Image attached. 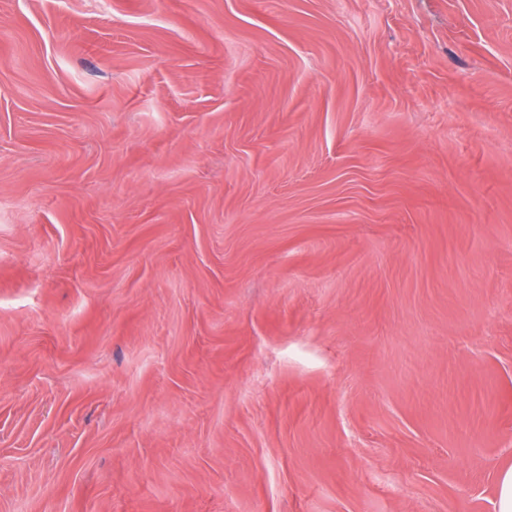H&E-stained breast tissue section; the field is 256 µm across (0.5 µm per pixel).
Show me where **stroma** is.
Segmentation results:
<instances>
[{"mask_svg":"<svg viewBox=\"0 0 512 512\" xmlns=\"http://www.w3.org/2000/svg\"><path fill=\"white\" fill-rule=\"evenodd\" d=\"M512 0H0V512H496Z\"/></svg>","mask_w":512,"mask_h":512,"instance_id":"1","label":"stroma"}]
</instances>
